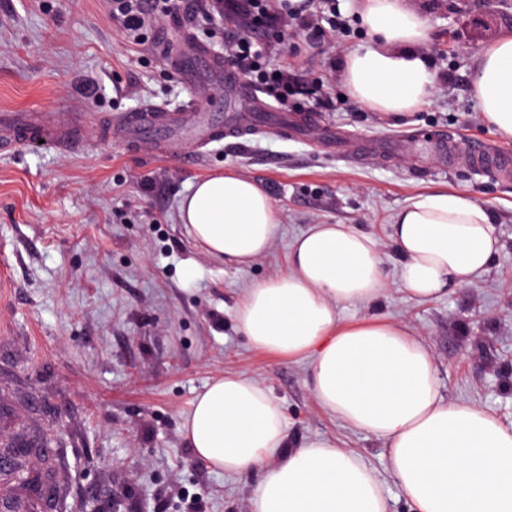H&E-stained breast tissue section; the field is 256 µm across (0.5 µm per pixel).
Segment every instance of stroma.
<instances>
[{"label": "stroma", "mask_w": 512, "mask_h": 512, "mask_svg": "<svg viewBox=\"0 0 512 512\" xmlns=\"http://www.w3.org/2000/svg\"><path fill=\"white\" fill-rule=\"evenodd\" d=\"M427 19L422 47L434 93L408 117L382 115L344 94L338 59L368 38L359 0H337L347 30L285 41L269 60L288 70L297 107L228 95L210 82L202 111L260 112L304 122L297 137L275 124L196 151L193 164L128 146L113 135L147 104L178 108L189 89L177 55L217 53L236 31L232 15L175 41L174 22L145 43L111 21L106 0H0V113L53 112L76 126L79 145L0 149V415L7 437L58 424L70 474L67 512H249L256 479L227 476L195 458L183 439L194 399L220 375L259 379L281 404L290 434L331 436L384 472L383 450L314 401L309 361L254 350L234 311L250 286L286 270L292 239L311 224H348L388 242L402 207L436 190L493 215L501 248L479 281L431 299L391 284L341 319L407 320L434 351L446 397L512 423V176L476 172L418 144L443 131L452 148L477 142L512 154L483 116L471 71L483 48L512 34V5L411 0ZM393 136L394 155L369 153ZM224 170L266 186L279 213L271 251L235 268L209 255L178 218L191 186ZM119 510H112L113 500Z\"/></svg>", "instance_id": "stroma-1"}]
</instances>
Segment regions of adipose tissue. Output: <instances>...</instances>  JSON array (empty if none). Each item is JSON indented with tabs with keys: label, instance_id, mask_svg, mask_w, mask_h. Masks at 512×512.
<instances>
[{
	"label": "adipose tissue",
	"instance_id": "ef3b65f1",
	"mask_svg": "<svg viewBox=\"0 0 512 512\" xmlns=\"http://www.w3.org/2000/svg\"><path fill=\"white\" fill-rule=\"evenodd\" d=\"M361 22L370 39L340 60L344 89L376 112L414 111L434 91L420 51L426 20L408 0H363ZM471 88L484 119L512 139V36L480 54ZM179 218L196 242L237 265L265 256L279 229L267 190L231 171L197 181ZM392 225L395 279L377 238L347 224H313L294 238L287 270L247 288L235 309L255 350L310 357L316 403L381 443L386 473L330 437L292 446L270 391L228 373L194 399L183 437L212 468L257 474L250 512H390V482L413 512H512V424L448 401L433 352L407 321L339 317L376 301L393 280L417 299L474 283L499 252L497 228L486 209L441 190L404 206Z\"/></svg>",
	"mask_w": 512,
	"mask_h": 512
}]
</instances>
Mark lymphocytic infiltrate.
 Returning a JSON list of instances; mask_svg holds the SVG:
<instances>
[{"label": "lymphocytic infiltrate", "instance_id": "lymphocytic-infiltrate-1", "mask_svg": "<svg viewBox=\"0 0 512 512\" xmlns=\"http://www.w3.org/2000/svg\"><path fill=\"white\" fill-rule=\"evenodd\" d=\"M333 3L334 0H301L299 6L293 7L288 0H108V13L114 23L137 39L169 17L192 25L202 14H233L240 29L225 38V58L237 73L255 79L267 94L284 105L297 90L288 75L277 76L267 70L265 61L276 53L282 38L321 34L323 8ZM272 27L277 29L278 39L268 37L267 31Z\"/></svg>", "mask_w": 512, "mask_h": 512}]
</instances>
